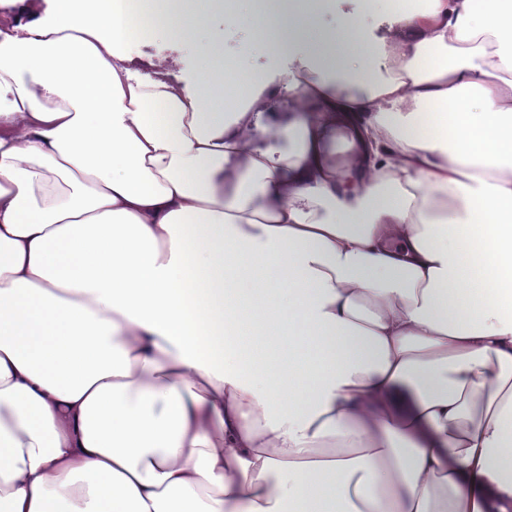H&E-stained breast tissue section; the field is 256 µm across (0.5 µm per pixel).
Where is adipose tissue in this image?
Wrapping results in <instances>:
<instances>
[{
	"label": "adipose tissue",
	"instance_id": "ef3b65f1",
	"mask_svg": "<svg viewBox=\"0 0 512 512\" xmlns=\"http://www.w3.org/2000/svg\"><path fill=\"white\" fill-rule=\"evenodd\" d=\"M389 4L228 117L151 0L0 25V512H512V0Z\"/></svg>",
	"mask_w": 512,
	"mask_h": 512
}]
</instances>
